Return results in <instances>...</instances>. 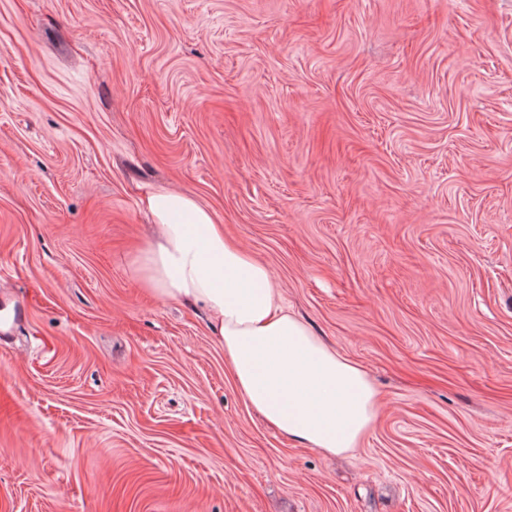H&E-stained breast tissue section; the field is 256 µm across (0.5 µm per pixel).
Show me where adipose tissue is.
<instances>
[{
    "mask_svg": "<svg viewBox=\"0 0 512 512\" xmlns=\"http://www.w3.org/2000/svg\"><path fill=\"white\" fill-rule=\"evenodd\" d=\"M145 205L156 233L136 259L143 288L209 312L241 395L282 435L331 455L356 448L379 412L366 371L282 308L270 268L209 208L167 189Z\"/></svg>",
    "mask_w": 512,
    "mask_h": 512,
    "instance_id": "1",
    "label": "adipose tissue"
}]
</instances>
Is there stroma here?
Masks as SVG:
<instances>
[{"label": "stroma", "mask_w": 512, "mask_h": 512, "mask_svg": "<svg viewBox=\"0 0 512 512\" xmlns=\"http://www.w3.org/2000/svg\"><path fill=\"white\" fill-rule=\"evenodd\" d=\"M211 209L380 412L342 457L134 273ZM0 512H512V0H0Z\"/></svg>", "instance_id": "1"}]
</instances>
